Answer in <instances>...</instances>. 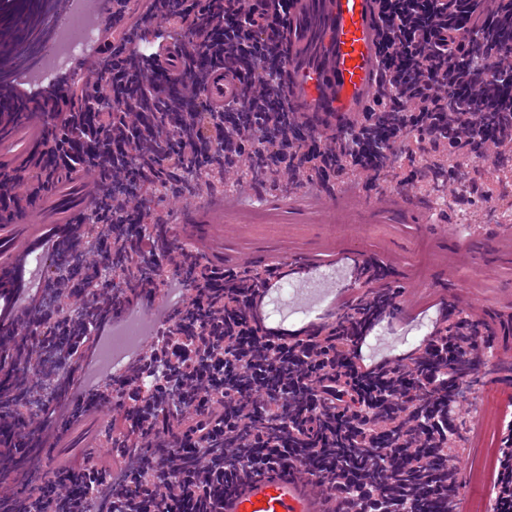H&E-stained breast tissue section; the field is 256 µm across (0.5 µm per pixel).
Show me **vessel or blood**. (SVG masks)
I'll use <instances>...</instances> for the list:
<instances>
[{
	"mask_svg": "<svg viewBox=\"0 0 512 512\" xmlns=\"http://www.w3.org/2000/svg\"><path fill=\"white\" fill-rule=\"evenodd\" d=\"M286 49L282 82L289 100L315 132L359 120L374 104L379 81L376 63L381 40L377 0H294L283 30ZM235 82L223 64L210 69L207 98L215 104L231 99ZM29 120L0 129V172L28 175L45 149L41 129L50 108L30 105ZM94 173L57 180L51 191L28 202L21 187L7 190L19 220L0 224V282H6L16 257L43 225L75 224L94 187ZM196 221L208 224L211 237L224 233V213L201 204ZM312 494L302 475L292 471L255 480L245 478L224 492V512H312Z\"/></svg>",
	"mask_w": 512,
	"mask_h": 512,
	"instance_id": "1",
	"label": "vessel or blood"
}]
</instances>
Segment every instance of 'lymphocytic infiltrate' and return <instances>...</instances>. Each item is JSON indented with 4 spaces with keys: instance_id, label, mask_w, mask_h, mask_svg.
Returning <instances> with one entry per match:
<instances>
[{
    "instance_id": "1",
    "label": "lymphocytic infiltrate",
    "mask_w": 512,
    "mask_h": 512,
    "mask_svg": "<svg viewBox=\"0 0 512 512\" xmlns=\"http://www.w3.org/2000/svg\"><path fill=\"white\" fill-rule=\"evenodd\" d=\"M129 19L118 52L95 49L38 86L21 74L36 65L42 36L35 0H0V26L25 22L0 49V94L20 105L57 101L70 90L78 108L55 112L49 144L30 196L54 178L89 168L97 174L84 223L133 222L146 190L191 197L201 159L237 172L259 161L269 179L313 168L321 186L344 167L376 183L403 158L446 148L470 164L441 192L458 193L475 167L499 160L512 142V0H380L382 63L387 90L374 111L327 136L299 118L281 89L284 28L292 0H157ZM191 49L172 57L171 19ZM176 60L172 82L158 76ZM247 75L219 106L204 94L207 61ZM93 66L88 87L77 73ZM250 113L243 130L226 132L224 112ZM137 128L136 139L125 132ZM144 187L129 197L114 182ZM49 259L51 275L31 266ZM344 286L317 320L291 330L273 323V293L307 280L303 263L254 269L212 265L176 242L169 224L122 234L109 246L47 226L0 285V327L19 325L0 348V458L26 475L19 489L0 486V512H224V490L242 477L296 469L317 492L337 497L344 512H421L424 500L444 507L457 497L448 439L462 435L471 410L456 393L479 384L492 350L471 315L452 316L447 300L401 307L399 286L375 265L346 258ZM120 277L95 276L99 266ZM167 301L156 305L154 289ZM151 316L146 345L115 367L101 345L120 325ZM396 321L422 324L417 343L379 354L368 347ZM112 408L106 426L111 464L86 456L76 469L48 474L44 453L93 405ZM29 406V421L18 420ZM491 512H512V422L502 427L493 470Z\"/></svg>"
}]
</instances>
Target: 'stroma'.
Here are the masks:
<instances>
[{
	"label": "stroma",
	"instance_id": "stroma-1",
	"mask_svg": "<svg viewBox=\"0 0 512 512\" xmlns=\"http://www.w3.org/2000/svg\"><path fill=\"white\" fill-rule=\"evenodd\" d=\"M415 166L403 161L382 177L377 187L347 173L345 195L369 199L370 204L340 223L321 222L304 205L290 201L288 190L271 182L260 184L256 197L236 196L234 185L210 177L212 192L233 199L234 207L273 208L279 217L272 224H251L245 231H225L216 250L225 262L249 254L256 269L279 258H301L320 266L323 279L301 291H284L272 304L275 317L295 324L315 311L330 288L331 278L341 277L335 265L343 255H360L387 264L395 284L424 283L433 296L451 298L458 292L472 294L480 303L472 315L496 346L495 357L480 367L485 384L475 394L477 428L464 441L452 442L449 452L460 463V495L467 512H487L486 487L497 450L484 446L486 428L497 418V408L512 405V237L500 224L504 196L498 181H485L494 200L492 207L473 204L466 222H457L440 204L430 183L417 182L412 202L383 207L377 191L392 194L397 183L410 178Z\"/></svg>",
	"mask_w": 512,
	"mask_h": 512
}]
</instances>
